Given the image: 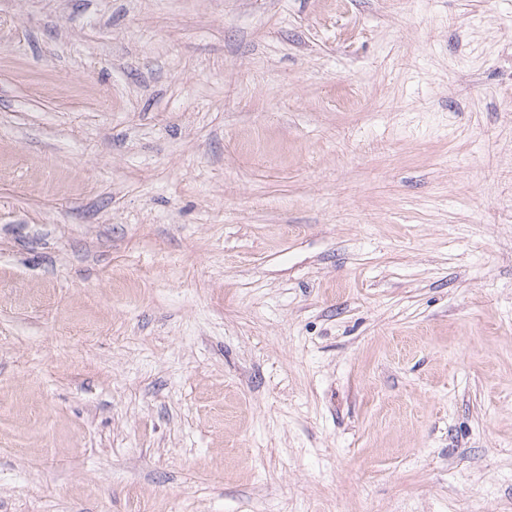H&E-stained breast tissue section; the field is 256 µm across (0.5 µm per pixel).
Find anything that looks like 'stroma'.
Listing matches in <instances>:
<instances>
[{
  "label": "stroma",
  "instance_id": "obj_1",
  "mask_svg": "<svg viewBox=\"0 0 512 512\" xmlns=\"http://www.w3.org/2000/svg\"><path fill=\"white\" fill-rule=\"evenodd\" d=\"M0 512H512V0H0Z\"/></svg>",
  "mask_w": 512,
  "mask_h": 512
}]
</instances>
